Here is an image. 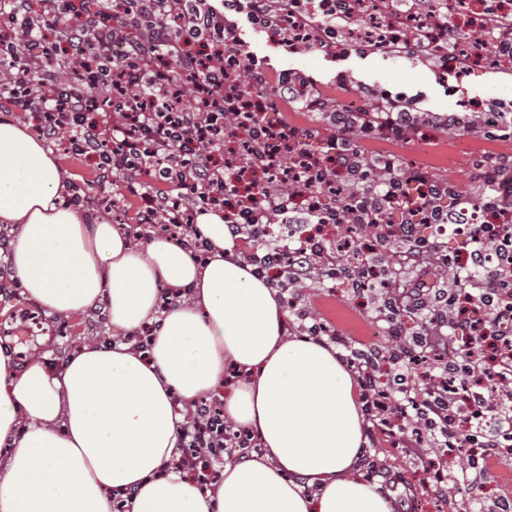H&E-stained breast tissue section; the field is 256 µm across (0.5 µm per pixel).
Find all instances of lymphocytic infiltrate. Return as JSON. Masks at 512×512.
I'll return each mask as SVG.
<instances>
[{
  "mask_svg": "<svg viewBox=\"0 0 512 512\" xmlns=\"http://www.w3.org/2000/svg\"><path fill=\"white\" fill-rule=\"evenodd\" d=\"M461 7L449 0H334L326 17L294 18L279 32L295 52L310 51L306 31L344 23L367 27L376 16L407 13L444 34ZM0 51L11 57L10 82H0V105L42 124L45 138L78 159L93 161L100 187L120 179L139 206L129 235H162L198 250V213H222L234 242L273 254L276 273L304 297L303 283L324 279L330 263L352 271L376 268L380 278L363 289L373 310L387 308L391 345L367 350L340 334L330 339L352 367L368 421L397 428L418 465L430 452L454 446L458 468L449 486L466 492L481 479L480 453L512 442V303L491 306L496 287L483 226L468 246L472 263L448 265V244L423 233L450 216L448 183L427 168L405 165L394 154L369 156L363 144L381 136L410 141L420 124L392 105L354 113L334 105L324 130L301 131L272 119L268 98L299 102L293 86L257 72L241 39L224 35V0H0ZM512 44V14L490 9L472 31L449 46L455 71L471 57ZM110 92L102 104L97 90ZM321 149H312L313 141ZM475 169L485 179L479 204L512 211V155H484ZM394 226L392 248L367 251L359 241L323 244L297 236L301 225ZM454 270L450 286L420 288L402 277L411 267ZM458 288L449 299V288ZM468 366L460 393L448 394L451 365ZM176 470L203 488L223 478L225 461L243 462L256 438L224 416L215 395L185 408ZM481 438L468 444L466 428Z\"/></svg>",
  "mask_w": 512,
  "mask_h": 512,
  "instance_id": "f902f5d3",
  "label": "lymphocytic infiltrate"
}]
</instances>
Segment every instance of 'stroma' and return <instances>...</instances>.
<instances>
[{"label": "stroma", "instance_id": "obj_1", "mask_svg": "<svg viewBox=\"0 0 512 512\" xmlns=\"http://www.w3.org/2000/svg\"><path fill=\"white\" fill-rule=\"evenodd\" d=\"M240 33L248 50L266 58L271 71H309L317 87L332 99H343L344 94L336 87V75L345 72L350 88L357 89L376 82L392 83L401 86L409 98L434 116H443L454 111L456 102L449 98L447 87L437 79L434 71L423 61L410 54L394 58L383 53L350 56H329L320 52H302L295 55L284 53L272 44L267 35L254 27L247 19L239 21ZM460 97L495 96L512 100V72L500 71L486 65L464 83ZM368 151L373 153L392 152L400 156L406 164L423 163L439 177H451L469 184L474 156L489 153L512 154V141L489 142L472 135L468 128L458 127L446 130L442 126L429 124L409 143L391 144L383 140L368 142ZM60 162L71 183L89 184L87 206L95 215L114 224H122L123 219L116 210H105L97 203L99 191L95 185L94 167L68 155H61ZM308 310L316 316H332L334 329L363 344L367 341L366 332L375 316L368 308L360 305L345 293L331 289L329 284L316 281L307 283L305 288ZM57 324L64 327V334L48 338L31 335L24 344H14L11 350L15 357L28 358L32 351L48 356L50 362L64 360L75 345L116 336V329L106 321L98 319L92 312L71 317H57ZM367 447L381 463L392 466L399 483L392 489L397 506L405 507L406 512H448L447 505L441 504L423 493L424 475L411 464L401 449L391 447L380 435H373Z\"/></svg>", "mask_w": 512, "mask_h": 512}]
</instances>
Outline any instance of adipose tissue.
<instances>
[{"label": "adipose tissue", "instance_id": "adipose-tissue-1", "mask_svg": "<svg viewBox=\"0 0 512 512\" xmlns=\"http://www.w3.org/2000/svg\"><path fill=\"white\" fill-rule=\"evenodd\" d=\"M61 162L26 123L0 119V223L27 298L69 317L106 306L112 327L161 320L148 354L130 344L76 348L60 369L34 354L17 369L0 350V512H394L359 466L368 426L335 345L289 335L271 281L234 252L221 214L196 219L211 246L199 263L166 237L131 243L115 225L68 207ZM190 290L160 310V288ZM240 376L224 383V369ZM224 415L260 451L225 464L201 491L172 471L180 406L216 390Z\"/></svg>", "mask_w": 512, "mask_h": 512}]
</instances>
